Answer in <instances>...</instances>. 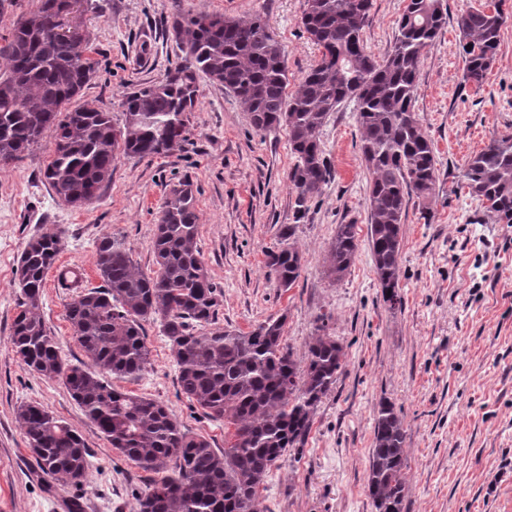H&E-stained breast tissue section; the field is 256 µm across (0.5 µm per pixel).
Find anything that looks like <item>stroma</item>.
I'll use <instances>...</instances> for the list:
<instances>
[{
	"label": "stroma",
	"mask_w": 512,
	"mask_h": 512,
	"mask_svg": "<svg viewBox=\"0 0 512 512\" xmlns=\"http://www.w3.org/2000/svg\"><path fill=\"white\" fill-rule=\"evenodd\" d=\"M483 0H444L449 23L421 59L414 110L433 141L438 169L429 217L410 205L403 226L401 308L382 298L367 238L337 281L327 276V247L337 225L366 231L370 174L359 150L354 102L342 103L321 134L332 177L305 219H296L288 172L294 163L285 131L262 132L222 85L198 80L189 139L172 156H118L112 179L91 205L64 203L44 172L54 144L44 138L22 160L0 165V512H136L146 473L117 453L85 417L61 379L25 366L12 345L19 311L15 269L32 237H62L59 261L84 265L88 287L96 244L124 239L145 273L156 270L153 239L165 198L190 180L199 214L197 247L222 291L217 326L243 333L284 318L282 342L303 357L321 316L345 350V368L319 404L303 448L271 469L258 489L264 512H374L365 491L374 417L392 402L410 448L406 512H512V224L488 219L461 188L470 156L490 139L512 136V0L496 59L482 85L466 81L456 18ZM82 27L98 69L77 101L112 115L139 84L161 79L181 61L168 31L180 11L245 19L263 16L286 58L294 94L319 58L300 18L305 0H91ZM404 0H372L366 51L390 50ZM294 226L304 257L298 282L281 288L265 265L280 231ZM78 291L47 278L41 314L63 356L84 361L67 319ZM150 362L139 379L115 388L165 404L182 428L223 449L227 422L203 417L181 393L178 367L158 324L145 323ZM43 406L84 439L90 469L81 487L43 479L17 411ZM500 473L496 485L488 474Z\"/></svg>",
	"instance_id": "stroma-1"
}]
</instances>
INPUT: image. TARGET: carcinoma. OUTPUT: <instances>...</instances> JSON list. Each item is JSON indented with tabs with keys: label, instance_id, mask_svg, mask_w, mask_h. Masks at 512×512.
Wrapping results in <instances>:
<instances>
[{
	"label": "carcinoma",
	"instance_id": "cac0c4a2",
	"mask_svg": "<svg viewBox=\"0 0 512 512\" xmlns=\"http://www.w3.org/2000/svg\"><path fill=\"white\" fill-rule=\"evenodd\" d=\"M68 3L38 0L0 47L7 61L0 74V164L22 159L49 136L54 153L44 175L50 186L68 205H89L111 180L117 154L143 159L182 149L202 74L241 101L255 129L286 131L294 155L288 181L302 218L332 175L322 128L340 103L353 100L359 149L371 173L367 236L378 283L390 308L402 305L403 224L410 202L426 206L438 180L434 144L414 99L423 52L448 24L443 0H406L393 47L381 60L363 44L372 0H305L301 25L320 58L290 97L284 49L262 16L179 14L172 31L183 61L126 94L119 129L110 113L72 104L94 78L97 62L83 57L74 40L48 35ZM504 23L497 4L471 7L457 19L465 77L477 86L492 67ZM462 182L489 218L512 224V136L495 138L471 156ZM198 220L193 184L181 181L160 212L151 274L138 267L124 240L101 238L97 269L104 285L79 295L67 311L87 365L65 361L40 312L61 238H31L15 270L21 301L12 344L31 370L62 379L112 448L160 474L137 499V512H264L257 488L286 452L304 446L318 405L343 372L345 351L325 322L301 360L282 344L283 316L247 334L213 327L222 291L197 247ZM294 235V226L283 229L279 247L266 254V267L283 288L294 286L303 266ZM357 250L356 225H336L328 276L340 279ZM148 321L160 323L189 402L234 426L224 452L182 429L160 402L122 392L107 379H137L145 371ZM18 420L41 473L82 485L90 465L82 436L37 404L21 406ZM408 454L403 419L385 401L375 419L366 483L374 512H404Z\"/></svg>",
	"mask_w": 512,
	"mask_h": 512
}]
</instances>
